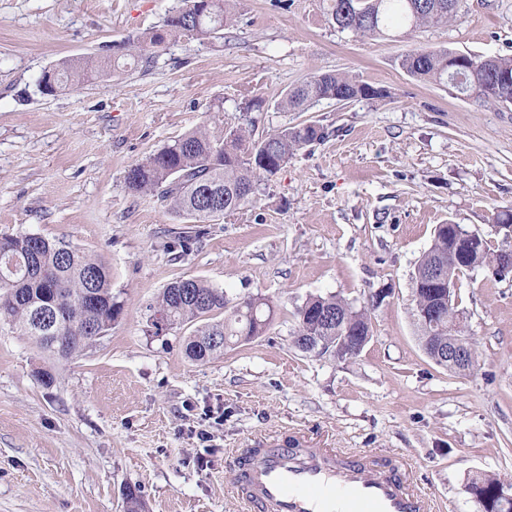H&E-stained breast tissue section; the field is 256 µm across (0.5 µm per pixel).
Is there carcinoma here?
<instances>
[{"label": "carcinoma", "instance_id": "obj_1", "mask_svg": "<svg viewBox=\"0 0 512 512\" xmlns=\"http://www.w3.org/2000/svg\"><path fill=\"white\" fill-rule=\"evenodd\" d=\"M234 0H210L209 14L200 25L184 24L180 16L192 13L195 0H182L162 28L128 46L133 61L148 59L171 40L223 34L231 21ZM460 0H328L327 16L332 25L359 37L382 36L401 25L411 31L423 26L446 24L457 19ZM399 65L409 75L432 83L453 82L462 94L502 105L512 103V56L489 55L468 65H455L449 51L411 50ZM109 76L111 64L84 56L59 63L57 89L78 84L90 72ZM386 96L385 90L341 73H320L287 90L276 106L297 112L337 97L347 100ZM326 128L316 124L285 127L258 139L247 140L245 130L227 126L214 131L188 132L165 145L144 161L133 165L126 182L137 193L159 192L179 214L206 221L233 212L250 203L260 182L275 176L302 148L322 142ZM449 268L457 278L463 267H448V234L434 233L432 243L415 273L428 267ZM122 302L112 294L107 266L64 239L35 237L31 233L0 236V325H8L33 339L44 351L68 360L83 352L97 334H107L121 316ZM335 318L319 319L322 312ZM154 312L165 315L174 328L202 322L185 337L186 356L208 361L244 337L263 335L275 311L262 296L231 301L224 289L188 277L164 288ZM292 336H310L317 355L333 354L345 331L372 335L370 316L339 295L313 296L299 307ZM420 343L439 334L448 335V322L441 329L425 326L415 318Z\"/></svg>", "mask_w": 512, "mask_h": 512}]
</instances>
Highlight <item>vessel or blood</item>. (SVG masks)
I'll list each match as a JSON object with an SVG mask.
<instances>
[{
	"label": "vessel or blood",
	"instance_id": "b4317fda",
	"mask_svg": "<svg viewBox=\"0 0 512 512\" xmlns=\"http://www.w3.org/2000/svg\"><path fill=\"white\" fill-rule=\"evenodd\" d=\"M234 494L247 512H432L400 462L340 458L292 436L258 441L238 458Z\"/></svg>",
	"mask_w": 512,
	"mask_h": 512
}]
</instances>
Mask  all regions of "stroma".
<instances>
[{"label": "stroma", "instance_id": "1", "mask_svg": "<svg viewBox=\"0 0 512 512\" xmlns=\"http://www.w3.org/2000/svg\"><path fill=\"white\" fill-rule=\"evenodd\" d=\"M180 0H0V235L63 238L108 266L123 313L69 360L0 325V512H241L235 458L288 433L307 448L406 463L434 512H474L472 478L512 482V275L492 266L457 280L478 363L449 372L416 336L412 278L440 224L503 236L512 207V109L486 105L401 69L413 49L512 54V0H461L459 21L361 38L331 25L324 0H236L223 36L181 38L149 62L54 94L42 73L67 58L122 62ZM345 73L383 98L280 96L316 73ZM266 105L242 111L245 90ZM262 135L315 123L253 201L198 223L126 183L128 169L197 127ZM203 230L174 258L180 233ZM231 298L260 295L270 329L200 363L192 326L156 333L151 305L182 277ZM383 301H376V294ZM368 305L372 337L339 360L297 351L307 298ZM50 369L51 386L35 377Z\"/></svg>", "mask_w": 512, "mask_h": 512}]
</instances>
